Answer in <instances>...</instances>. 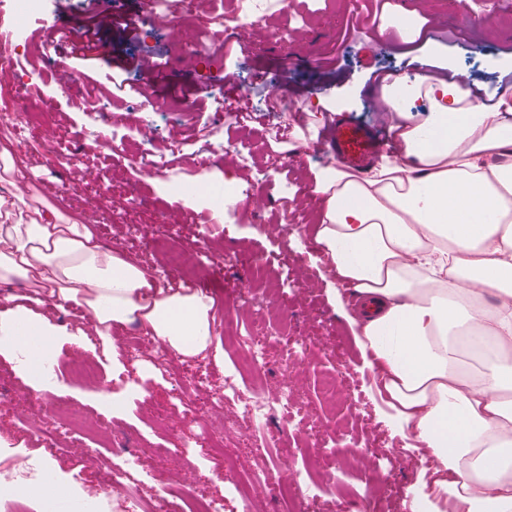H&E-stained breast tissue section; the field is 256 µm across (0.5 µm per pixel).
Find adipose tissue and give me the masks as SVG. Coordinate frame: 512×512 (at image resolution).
Segmentation results:
<instances>
[{
  "label": "adipose tissue",
  "mask_w": 512,
  "mask_h": 512,
  "mask_svg": "<svg viewBox=\"0 0 512 512\" xmlns=\"http://www.w3.org/2000/svg\"><path fill=\"white\" fill-rule=\"evenodd\" d=\"M397 77L378 94L393 139L368 175L333 161L315 176L316 241L353 287L348 322L403 439L440 466L412 512H512V88L491 104L462 79ZM426 102L416 120L401 99ZM0 354L37 377L64 329L32 311L73 304L105 333L137 323L177 354L211 342L210 297L159 286L91 225L0 195Z\"/></svg>",
  "instance_id": "1"
}]
</instances>
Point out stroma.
Wrapping results in <instances>:
<instances>
[{
    "label": "stroma",
    "mask_w": 512,
    "mask_h": 512,
    "mask_svg": "<svg viewBox=\"0 0 512 512\" xmlns=\"http://www.w3.org/2000/svg\"><path fill=\"white\" fill-rule=\"evenodd\" d=\"M138 2L34 0V15L0 41V99L26 102L46 125L57 127L64 148L79 151L83 159L75 167L62 161L34 167L26 200L37 204L43 197L40 184L49 183L57 186L62 204L86 201L90 195L81 185L91 179L109 193L102 217L106 243L116 251L134 254L160 221L167 231L163 247L155 251L157 263H165L167 251L202 242L199 277L209 278L211 263L224 265L223 280L214 281L210 290L213 317L231 315L242 330L264 327L272 344L265 386L277 390L290 384L294 400L287 413L259 431L232 401L215 415L190 405L171 413V390L177 384L189 387L196 359L174 361L171 372L162 374L148 362L124 355L123 371L113 373L106 351L111 343H125L132 328L122 326L99 338L93 323L79 326L66 313L52 310L48 316L57 326L97 339L89 350L63 345L58 362L69 365L76 355L93 360L110 383L96 388L71 374L57 377L45 396L54 412L44 427L57 435V445L50 449L42 432L22 424L30 413L23 398L32 394V387L18 373L15 359L0 355V385L11 396L0 405V451L42 458L50 477L73 485L96 483L99 469L120 468L131 451H138L143 460L131 479L140 497L150 502L166 495L173 512H190L192 498L201 496L222 500L224 512H239L244 481L257 468L267 469L270 481L257 489L254 512H289L273 483L283 470L309 495L311 512H337L343 499L350 512H410L421 489L425 458L404 447L388 407L371 384L339 306L349 287L318 262L314 223H285L284 202L294 198L318 212L319 199L309 188L315 172L332 162L325 136L337 118L386 127L383 113L372 109L374 68L400 75L407 57L426 54L451 65L460 78L480 84L487 100L496 99V75L512 70V0H474L476 22L460 41L449 40L425 20L415 41L381 40L366 29L341 53L337 47L347 19L353 11L372 10L373 0L357 5L352 0H293L288 10L272 11L280 38L264 36L229 50L223 28L214 27L205 64L187 66L184 50L158 16L146 25L150 39L136 35L118 42L108 29L100 35L108 58L60 62L51 42L56 29L116 8L131 13ZM372 41L379 44L373 55L363 50ZM143 56L163 64L167 88L154 87L138 69L123 73L116 67L119 61ZM229 74L235 78L230 88L225 85ZM119 75L129 91L114 88L112 79ZM183 89L190 92L189 111H171ZM272 100L278 103L274 112L267 109ZM145 123L155 129L149 142L141 136ZM280 126L288 129L291 153L277 171L261 144ZM97 129L117 133L127 151L98 149ZM173 138L180 141L181 151L170 167L158 175L145 172L140 156L162 151ZM230 145L236 154L228 161L224 150ZM228 171L244 189L267 194L268 207L217 215L187 193L172 190L173 184L205 178L223 182ZM252 261L287 266L288 274L268 287L240 291L244 267ZM203 360L210 394L223 391L228 372H239L240 387L250 386L241 352L222 335H213ZM339 373L352 378L356 391L353 398L340 395L331 404L323 383ZM100 422L124 438L126 447H114L91 431V424ZM314 425L333 454L331 464H316L303 446L305 428ZM210 434L223 438L224 453L239 457V469L225 467L224 454H216L206 440ZM89 455L97 456L98 469L86 467Z\"/></svg>",
    "instance_id": "1"
}]
</instances>
